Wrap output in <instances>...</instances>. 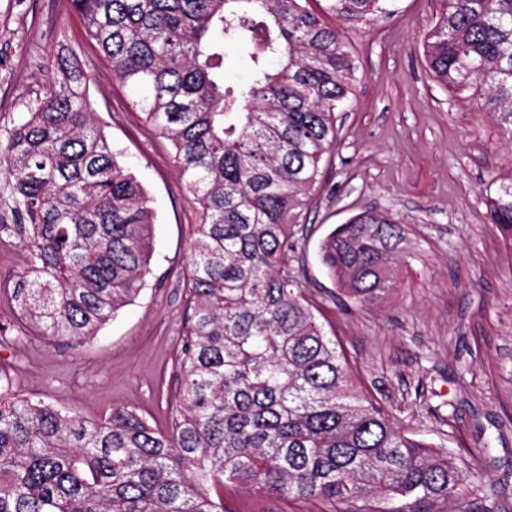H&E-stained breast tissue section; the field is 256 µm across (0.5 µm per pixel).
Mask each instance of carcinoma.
<instances>
[{"instance_id":"cac0c4a2","label":"carcinoma","mask_w":512,"mask_h":512,"mask_svg":"<svg viewBox=\"0 0 512 512\" xmlns=\"http://www.w3.org/2000/svg\"><path fill=\"white\" fill-rule=\"evenodd\" d=\"M70 4L200 206L180 404L161 430L128 408L91 421L0 391V512H224L227 482L333 504L377 495L401 512L459 498L455 458L357 390L300 278V218L357 80L340 31L309 0ZM328 10L354 27L385 8ZM228 50L249 59V82L225 84ZM423 53L434 80L512 128V0H440ZM57 72L0 141L18 217L0 239L26 254L12 292L20 319L76 350L145 289L156 213L91 112L86 72L62 53ZM485 204L511 242L512 180ZM404 237L397 219L360 212L328 233L319 260L346 298L374 305L398 287ZM461 512L501 508L476 479Z\"/></svg>"}]
</instances>
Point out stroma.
Here are the masks:
<instances>
[{"mask_svg":"<svg viewBox=\"0 0 512 512\" xmlns=\"http://www.w3.org/2000/svg\"><path fill=\"white\" fill-rule=\"evenodd\" d=\"M385 8L343 30L357 82L307 212V292L359 390L512 504V243L484 204L487 191L512 176V134L468 93L431 77L422 44L438 0H386ZM64 46L89 78L92 110L113 149L153 200L154 275L133 304L74 351L22 324L9 282L24 256L14 239L0 240V377H8L12 392L66 404L89 419L122 407L165 428L179 404L189 244L199 206L167 140L131 108L132 91L113 80L68 0H0V140L54 82ZM362 211L403 222L408 261L383 302L342 307L318 248L334 225ZM224 512L336 509L228 484Z\"/></svg>","mask_w":512,"mask_h":512,"instance_id":"1","label":"stroma"}]
</instances>
